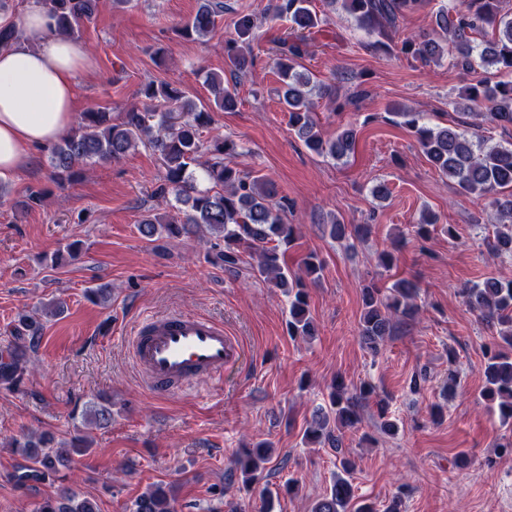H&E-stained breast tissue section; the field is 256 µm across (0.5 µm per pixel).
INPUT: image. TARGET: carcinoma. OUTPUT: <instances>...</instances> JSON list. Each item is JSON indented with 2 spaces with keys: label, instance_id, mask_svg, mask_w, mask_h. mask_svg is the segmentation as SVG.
<instances>
[{
  "label": "carcinoma",
  "instance_id": "obj_1",
  "mask_svg": "<svg viewBox=\"0 0 512 512\" xmlns=\"http://www.w3.org/2000/svg\"><path fill=\"white\" fill-rule=\"evenodd\" d=\"M274 0L273 20L290 23L292 39L280 40L274 66L280 76L276 96L288 112L291 130L303 145L316 155L340 161L355 151L357 132L351 126L341 129L332 139L323 138L314 118L315 99L333 97L334 85L316 83L300 60L308 54V34L327 23L331 15L345 13L371 38L369 46L391 51L390 42L398 33L399 20L428 0ZM50 29L74 38L81 26L98 15L101 0H38ZM224 13L223 0H198L195 14L177 27L184 40H199L210 35L216 18ZM432 33L405 38L400 52L426 64L443 61L463 71L475 68L499 76L501 80L477 81L465 89L461 110L472 121L444 126L424 122L419 112L394 111L399 124L414 133L430 164L453 181L464 194H476L489 200L493 236L485 241L495 256L512 255V143L490 144L480 133V124L501 129L512 127V11L504 10L503 0H442L431 15ZM259 28L251 14H239L234 21L236 37L225 42V62L230 73L241 76L253 64L242 44L257 37ZM211 90L208 101H196L181 85L166 81H148L138 92L139 101L125 111L112 115L110 108L95 106L82 112L77 127L50 147L53 181L63 185L80 178L100 161H119L138 146L149 148L163 169L151 197L165 205L164 212L148 210L138 231L148 241L160 237L177 238L203 230L224 242L216 258L224 270L236 272L242 254L257 257L255 272L273 282L291 299L288 334L311 336L314 325L308 317V296L301 277L288 273L280 246L296 240V225L288 223V199L280 195L275 183L264 175L238 167L234 158L240 145L227 137L205 142L203 130L214 122L216 111L235 108L236 99L224 88L217 73L205 74ZM212 183L200 189L197 178ZM330 236L363 238L371 233L369 224H345L331 216ZM307 276L318 280L324 264L308 254L304 259ZM419 283L400 279L387 293L371 286L364 289V311L360 336L366 348L376 353L402 320L414 318L419 311L415 300ZM465 304L488 325L497 328V339L486 352L482 397L489 409L498 412L503 425H512V277H490L463 289ZM43 324L30 314L19 317L13 328L14 345L0 357V383L17 387L27 370L28 352L37 348ZM370 394L366 387L359 395H350L342 382L333 384L329 405L316 411L305 430L309 440L335 441L332 425H353L359 420L358 401ZM87 426L107 427L112 422V407L92 404L83 411ZM91 441L83 437L69 447L53 442L47 433H23L10 447L31 461L35 468L18 477L30 480L50 478L64 462L89 451ZM37 512H97L96 504L74 490L63 487L46 497ZM134 512H175L164 489L156 485L135 501ZM311 512H377L360 500L352 483L338 475L333 484L317 498Z\"/></svg>",
  "mask_w": 512,
  "mask_h": 512
}]
</instances>
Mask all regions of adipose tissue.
Listing matches in <instances>:
<instances>
[{
	"label": "adipose tissue",
	"instance_id": "1",
	"mask_svg": "<svg viewBox=\"0 0 512 512\" xmlns=\"http://www.w3.org/2000/svg\"><path fill=\"white\" fill-rule=\"evenodd\" d=\"M22 35L0 49V177L31 167L32 151L57 142L71 128L76 78L90 69L84 45L50 31L31 0Z\"/></svg>",
	"mask_w": 512,
	"mask_h": 512
}]
</instances>
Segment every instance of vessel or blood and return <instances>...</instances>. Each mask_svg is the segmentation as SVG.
<instances>
[{
    "label": "vessel or blood",
    "instance_id": "obj_1",
    "mask_svg": "<svg viewBox=\"0 0 512 512\" xmlns=\"http://www.w3.org/2000/svg\"><path fill=\"white\" fill-rule=\"evenodd\" d=\"M129 347L145 386L161 397L178 393L196 379L222 377L242 355L221 322L182 312L145 316Z\"/></svg>",
    "mask_w": 512,
    "mask_h": 512
}]
</instances>
